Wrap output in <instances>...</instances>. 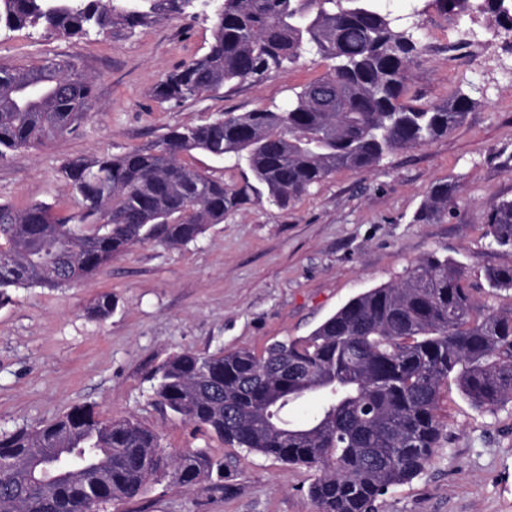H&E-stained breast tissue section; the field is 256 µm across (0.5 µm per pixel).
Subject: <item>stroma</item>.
Wrapping results in <instances>:
<instances>
[{"instance_id": "1", "label": "stroma", "mask_w": 512, "mask_h": 512, "mask_svg": "<svg viewBox=\"0 0 512 512\" xmlns=\"http://www.w3.org/2000/svg\"><path fill=\"white\" fill-rule=\"evenodd\" d=\"M414 29L422 50L409 94L434 103L455 91L475 106L448 135L387 156L365 172L342 170L288 208L266 202L207 225L173 247L137 244L73 287L18 288L0 306V434L34 429L71 406L100 419L133 417L175 453L206 448L235 456L224 478L183 486L161 476L131 501L101 512H317L307 489L315 470L234 452L205 428L170 415L154 397V374L171 356L209 355L309 336L363 291L399 282L422 257L455 259L477 300L512 305L492 292L490 266H512V249L485 236L492 204L512 199V30L476 11L444 15L434 0H382ZM211 40L204 15L138 29L130 37H63L0 30V69L47 59L71 62L92 82V107L70 134L0 161V202H55L75 211L60 169L70 159L117 154L178 126L227 112L286 106L328 60L307 55L287 71L225 86L215 97L159 104L152 89ZM438 181L459 186L453 214L431 224L416 214ZM116 307L103 321L87 310L103 294ZM448 438L412 482L388 493L381 512H512V403L473 407L455 380L442 387Z\"/></svg>"}]
</instances>
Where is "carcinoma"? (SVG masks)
I'll use <instances>...</instances> for the list:
<instances>
[{"label": "carcinoma", "mask_w": 512, "mask_h": 512, "mask_svg": "<svg viewBox=\"0 0 512 512\" xmlns=\"http://www.w3.org/2000/svg\"><path fill=\"white\" fill-rule=\"evenodd\" d=\"M380 0H221L210 9L212 40L153 90L181 104L224 85L258 81L313 52L333 61L293 92L285 109L226 112L212 122L174 127L121 154L78 157L61 167L77 212L48 203L0 202V305L12 288H61L94 274L132 246L195 241L208 224L263 201L283 208L340 170L366 171L387 155L448 134L475 102L458 91L431 104L405 99L420 46L383 12ZM475 0H435L443 14ZM197 0H0V29L39 28L66 37L131 36L186 17ZM512 24V0H481ZM90 82L48 60L0 70V159L69 133L90 110ZM202 152L240 181L191 167ZM457 184L433 185L418 220L453 212ZM485 236L512 247V200L495 203ZM494 291L512 290V267L485 273ZM112 295L90 316L104 320ZM481 408L512 403V306L485 309L464 284L458 262L429 254L396 284L355 296L303 339L201 355L183 351L159 369L158 403L204 426L224 444L313 468L317 512H378L389 490L417 478L439 456L447 423L440 395L448 374ZM308 393L319 409L297 422L288 408ZM163 462L158 435L131 419L101 420L74 406L43 425L0 436V512H92L139 496ZM171 464L197 486L232 461L188 448Z\"/></svg>", "instance_id": "cac0c4a2"}]
</instances>
